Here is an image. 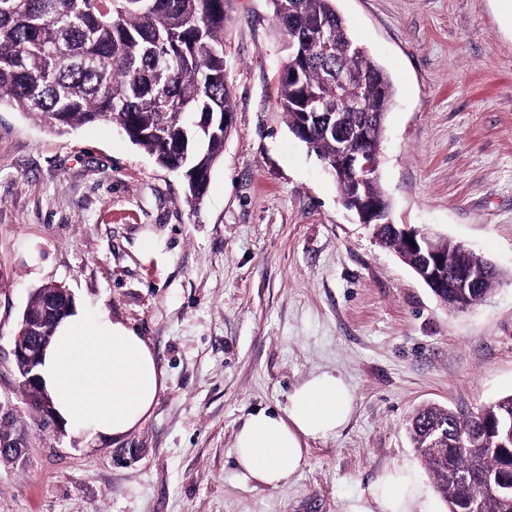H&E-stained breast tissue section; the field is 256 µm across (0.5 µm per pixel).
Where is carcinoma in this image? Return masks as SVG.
Instances as JSON below:
<instances>
[{
	"label": "carcinoma",
	"instance_id": "1",
	"mask_svg": "<svg viewBox=\"0 0 512 512\" xmlns=\"http://www.w3.org/2000/svg\"><path fill=\"white\" fill-rule=\"evenodd\" d=\"M230 0H0V108H16L44 126L67 132L85 124L120 129L155 162L182 173L186 196L199 204L224 155V128L209 116L232 111L224 57ZM288 52L277 105L289 130L315 119L307 148L324 163L336 157L334 132L355 136L370 127L363 150L378 152L394 87L386 70L351 36L336 0H270ZM329 53L321 50L323 43ZM359 99L367 112H345ZM349 195L386 199L378 173L336 179ZM383 245L403 255L405 243L388 224L372 225ZM446 282L463 246L438 238ZM498 277L478 257L474 305ZM410 436L448 512H512V395L459 415L428 406L411 418ZM27 433L10 417L0 422V460L25 455ZM468 476L449 482L447 465Z\"/></svg>",
	"mask_w": 512,
	"mask_h": 512
}]
</instances>
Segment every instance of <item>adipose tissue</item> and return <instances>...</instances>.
Instances as JSON below:
<instances>
[{"mask_svg":"<svg viewBox=\"0 0 512 512\" xmlns=\"http://www.w3.org/2000/svg\"><path fill=\"white\" fill-rule=\"evenodd\" d=\"M56 416L75 431L119 437L149 417L165 385L146 340L100 308L77 305L57 326L39 366ZM354 411V393L331 370L310 374L288 396L283 414L250 413L235 439V459L246 479L278 488L306 463L304 445L341 431ZM413 469L384 470L353 512H422Z\"/></svg>","mask_w":512,"mask_h":512,"instance_id":"adipose-tissue-1","label":"adipose tissue"}]
</instances>
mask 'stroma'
<instances>
[{"mask_svg": "<svg viewBox=\"0 0 512 512\" xmlns=\"http://www.w3.org/2000/svg\"><path fill=\"white\" fill-rule=\"evenodd\" d=\"M395 90L380 184L394 223L465 244L502 273L442 306L341 203L277 105L270 0H233L235 121L201 204L117 130L65 134L0 110V401L29 441L0 461V512H350L387 467L446 512L408 426L512 393V10L504 0H336ZM57 283L149 343L165 377L147 421L89 439L35 411L13 349L31 293ZM351 386L349 423L306 443L288 485L246 480L235 435L310 374Z\"/></svg>", "mask_w": 512, "mask_h": 512, "instance_id": "1", "label": "stroma"}]
</instances>
